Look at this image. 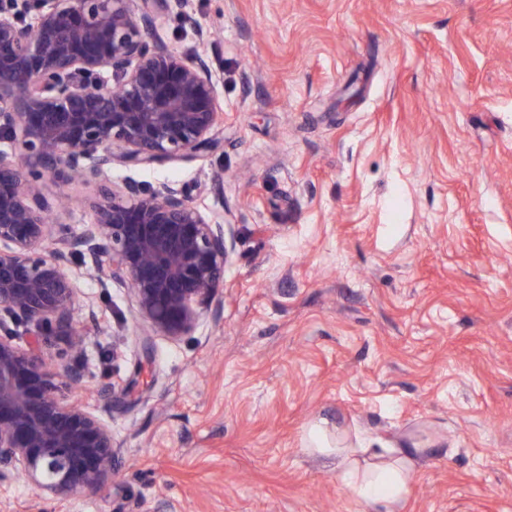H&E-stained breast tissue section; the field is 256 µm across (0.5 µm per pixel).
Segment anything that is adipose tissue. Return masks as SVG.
I'll list each match as a JSON object with an SVG mask.
<instances>
[{"instance_id": "adipose-tissue-1", "label": "adipose tissue", "mask_w": 512, "mask_h": 512, "mask_svg": "<svg viewBox=\"0 0 512 512\" xmlns=\"http://www.w3.org/2000/svg\"><path fill=\"white\" fill-rule=\"evenodd\" d=\"M303 447L335 457L342 482L374 512H396L411 491L416 475L412 448L373 446L345 431L330 433L319 423L308 427Z\"/></svg>"}]
</instances>
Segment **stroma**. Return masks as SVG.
<instances>
[{
	"label": "stroma",
	"mask_w": 512,
	"mask_h": 512,
	"mask_svg": "<svg viewBox=\"0 0 512 512\" xmlns=\"http://www.w3.org/2000/svg\"><path fill=\"white\" fill-rule=\"evenodd\" d=\"M147 40L219 75L223 146L112 185L224 224L219 303L175 341L73 265L80 341L46 343L116 474L62 504L0 482V512H372L303 451L320 420L419 447L399 512H512V0H184ZM42 192L57 236L100 198Z\"/></svg>",
	"instance_id": "obj_1"
}]
</instances>
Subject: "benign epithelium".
I'll use <instances>...</instances> for the list:
<instances>
[{"instance_id": "7a95c632", "label": "benign epithelium", "mask_w": 512, "mask_h": 512, "mask_svg": "<svg viewBox=\"0 0 512 512\" xmlns=\"http://www.w3.org/2000/svg\"><path fill=\"white\" fill-rule=\"evenodd\" d=\"M149 2L43 0L31 22L0 4V314L37 337L27 350L0 336V482L21 474L54 501L112 479V430L57 397L81 370L52 366L44 336H72L81 261L130 286L139 313L177 340L211 307L231 260L224 225L184 188L127 182L102 190L94 219L74 239L47 244V177L97 182L115 162L150 165L218 150L223 112L207 60L149 48Z\"/></svg>"}]
</instances>
